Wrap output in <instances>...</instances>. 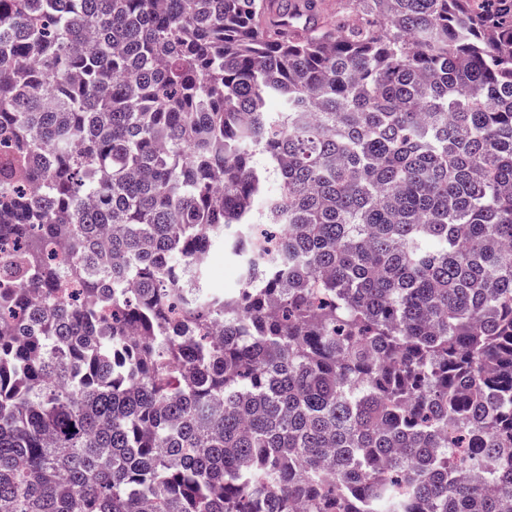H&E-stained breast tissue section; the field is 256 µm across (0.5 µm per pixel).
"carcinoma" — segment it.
Returning a JSON list of instances; mask_svg holds the SVG:
<instances>
[{
	"mask_svg": "<svg viewBox=\"0 0 512 512\" xmlns=\"http://www.w3.org/2000/svg\"><path fill=\"white\" fill-rule=\"evenodd\" d=\"M318 15L0 0V512H512V0ZM240 259L217 244L210 249V261L204 271L203 285L223 288L225 293H232L239 288Z\"/></svg>",
	"mask_w": 512,
	"mask_h": 512,
	"instance_id": "obj_1",
	"label": "carcinoma"
}]
</instances>
